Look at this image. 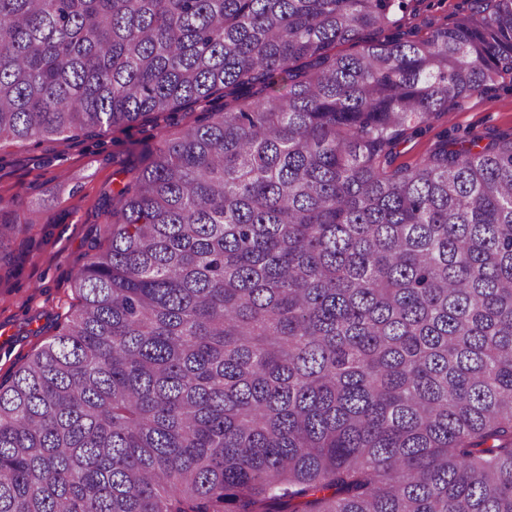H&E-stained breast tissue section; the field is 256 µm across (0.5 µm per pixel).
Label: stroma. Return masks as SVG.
<instances>
[{"mask_svg":"<svg viewBox=\"0 0 512 512\" xmlns=\"http://www.w3.org/2000/svg\"><path fill=\"white\" fill-rule=\"evenodd\" d=\"M420 33L451 23L470 11V0H418ZM150 126L114 129L95 137L61 136L41 144L0 147V198L35 220L33 236L6 240L0 251L14 272L0 271V379L13 374L49 342L74 302L72 274L103 241L111 216L105 202L123 179L122 162L136 161L137 143ZM483 143L512 137V79L486 93L459 100L449 114L399 148L398 161L424 158L440 135Z\"/></svg>","mask_w":512,"mask_h":512,"instance_id":"35a3bbf8","label":"stroma"}]
</instances>
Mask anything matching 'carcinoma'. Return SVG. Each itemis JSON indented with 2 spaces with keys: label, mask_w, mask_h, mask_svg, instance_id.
<instances>
[{
  "label": "carcinoma",
  "mask_w": 512,
  "mask_h": 512,
  "mask_svg": "<svg viewBox=\"0 0 512 512\" xmlns=\"http://www.w3.org/2000/svg\"><path fill=\"white\" fill-rule=\"evenodd\" d=\"M476 2L0 0V142L201 107L0 380V512H512V139L395 164L512 76ZM418 9L417 19L406 20L419 29V35H424L432 29L454 21L460 13L468 12L475 6L472 1L464 0H424L415 2Z\"/></svg>",
  "instance_id": "cac0c4a2"
}]
</instances>
